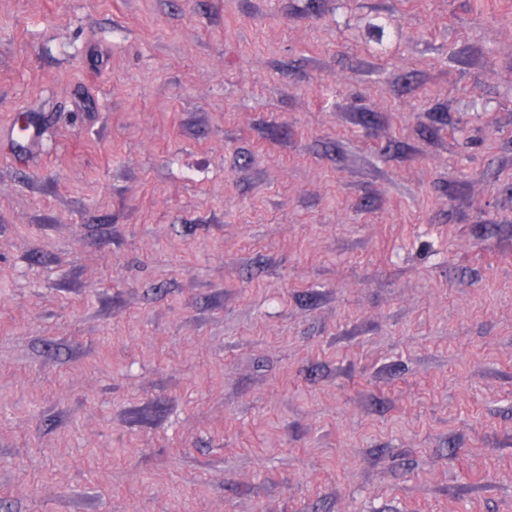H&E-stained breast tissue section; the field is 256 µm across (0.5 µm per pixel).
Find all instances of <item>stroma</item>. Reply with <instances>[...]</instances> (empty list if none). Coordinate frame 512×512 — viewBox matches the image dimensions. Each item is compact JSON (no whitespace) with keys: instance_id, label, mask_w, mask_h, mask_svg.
<instances>
[{"instance_id":"35a3bbf8","label":"stroma","mask_w":512,"mask_h":512,"mask_svg":"<svg viewBox=\"0 0 512 512\" xmlns=\"http://www.w3.org/2000/svg\"><path fill=\"white\" fill-rule=\"evenodd\" d=\"M512 512V0H0V506Z\"/></svg>"}]
</instances>
